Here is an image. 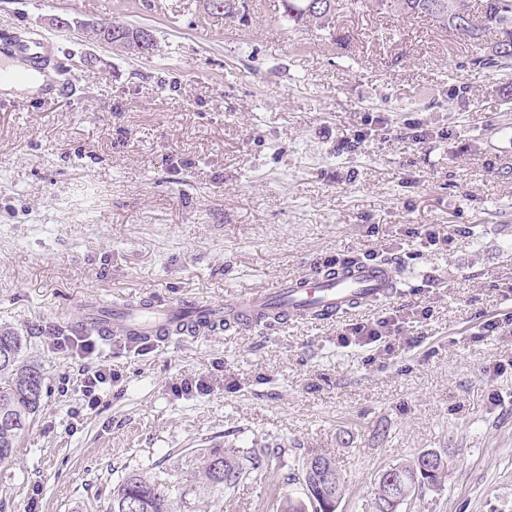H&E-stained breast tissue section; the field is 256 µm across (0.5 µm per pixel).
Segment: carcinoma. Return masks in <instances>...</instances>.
<instances>
[{
	"instance_id": "carcinoma-1",
	"label": "carcinoma",
	"mask_w": 512,
	"mask_h": 512,
	"mask_svg": "<svg viewBox=\"0 0 512 512\" xmlns=\"http://www.w3.org/2000/svg\"><path fill=\"white\" fill-rule=\"evenodd\" d=\"M281 17L293 30L325 31L332 28L338 0H281ZM480 15H474L471 0H377V5L406 16H424L441 28L482 45L485 32L494 31L491 46L473 55L469 64L512 75V0H480ZM210 14L233 18L246 9L245 0H206ZM26 338L12 328L0 329V418L17 420L12 426L0 424V464L12 460L21 437L35 422L44 395L45 373L25 361ZM272 449L253 444L246 458L215 449L203 466L206 484L226 493L234 491L267 460ZM448 461L430 451L419 453L406 463L389 467L375 479L376 512L388 505L389 512L412 501L423 489L437 487L448 478ZM288 480L302 486L315 500L312 512H336L334 504L345 494V479L335 460L322 453H305L294 459ZM161 482L130 472L108 494L107 512H174Z\"/></svg>"
}]
</instances>
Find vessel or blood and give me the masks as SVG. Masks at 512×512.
<instances>
[{
    "mask_svg": "<svg viewBox=\"0 0 512 512\" xmlns=\"http://www.w3.org/2000/svg\"><path fill=\"white\" fill-rule=\"evenodd\" d=\"M52 46L42 35L10 40L0 46V80L9 72V58L19 56L31 66L50 60ZM395 291V274L389 266L364 261L337 266L335 277L322 271L279 282L232 303L201 304L183 299H156L148 308L122 305L112 309V321L101 331L108 336L149 339L156 343L175 336L216 333L227 326L249 328L263 325L266 307L284 302V314L306 318L317 315L331 319L361 304L389 298Z\"/></svg>",
    "mask_w": 512,
    "mask_h": 512,
    "instance_id": "vessel-or-blood-1",
    "label": "vessel or blood"
}]
</instances>
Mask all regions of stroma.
<instances>
[{
	"label": "stroma",
	"mask_w": 512,
	"mask_h": 512,
	"mask_svg": "<svg viewBox=\"0 0 512 512\" xmlns=\"http://www.w3.org/2000/svg\"><path fill=\"white\" fill-rule=\"evenodd\" d=\"M281 12L0 0V34L42 33L71 68L43 94L0 91V328L48 384L0 465V512H105L132 471L175 512H280L302 495L288 458L231 495L203 483L204 454L256 443L334 457L337 512H375V477L422 449L456 462L403 512H512V334L483 328L512 317V89L427 18L343 0L316 34ZM104 18L150 29L152 53L98 45L82 27ZM334 257L395 258L401 295L164 345L100 339L86 359L52 341L89 337L90 301L223 304ZM397 309L402 338L340 346ZM99 363L118 380L91 409L81 371Z\"/></svg>",
	"instance_id": "stroma-1"
}]
</instances>
